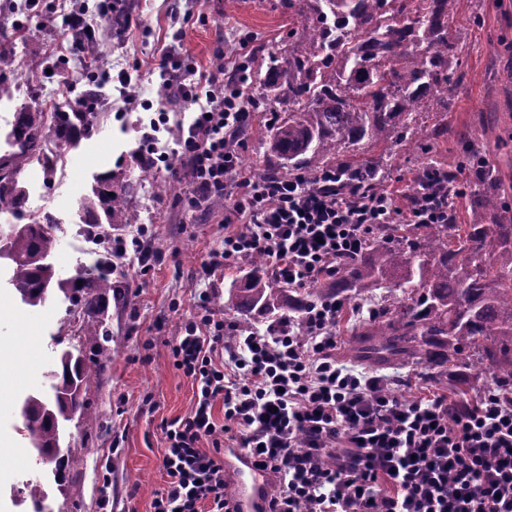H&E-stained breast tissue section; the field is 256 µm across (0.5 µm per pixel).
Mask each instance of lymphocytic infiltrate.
Here are the masks:
<instances>
[{
	"mask_svg": "<svg viewBox=\"0 0 512 512\" xmlns=\"http://www.w3.org/2000/svg\"><path fill=\"white\" fill-rule=\"evenodd\" d=\"M129 2L56 0L62 25L49 69L79 56L92 85L117 83L124 104L138 105L136 79L124 69L93 70L79 42L96 39L98 22L126 13ZM185 37L178 29L180 50L154 59L161 105L143 139L168 123L167 101L197 106V115L171 151L149 148L137 157L187 173L194 205L225 198L224 246L204 261L207 275L260 254L272 279L309 288L361 252L371 225L447 223V204L430 195L402 207L376 188H338L332 175L255 178L234 148L256 102L249 43L240 42L231 67L201 71ZM341 313L328 298L262 332L225 325L210 294L199 296L171 345L197 400L188 415L162 426L167 484L154 512H237L220 456L228 440L271 474L266 512H512V406L490 391L464 405L443 396L400 399L388 379L337 362Z\"/></svg>",
	"mask_w": 512,
	"mask_h": 512,
	"instance_id": "f902f5d3",
	"label": "lymphocytic infiltrate"
}]
</instances>
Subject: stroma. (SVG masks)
Here are the masks:
<instances>
[{"label":"stroma","instance_id":"stroma-1","mask_svg":"<svg viewBox=\"0 0 512 512\" xmlns=\"http://www.w3.org/2000/svg\"><path fill=\"white\" fill-rule=\"evenodd\" d=\"M184 7L192 15L185 45L199 64L209 65L245 36L261 46V55L251 62L258 86L289 39L316 20L313 12L298 14L288 0H186ZM164 12L162 0H137L133 15L152 34L146 41L138 36L129 41L102 39L109 59L125 58L130 68L148 66L161 48L172 43ZM16 17L14 11H0V39L11 42L16 60L45 56L57 38L55 24L35 18L27 21V31L20 35L13 27ZM448 36L457 48L464 80L436 93L428 111L417 114L403 146L388 152L365 140L352 153L381 157L380 185L402 205L411 180L430 157L416 149V141L426 138L435 123L447 122L449 135L439 141L434 155L457 174L460 193L454 206L458 223L464 224L473 203L469 187L477 177L479 159L497 175L501 204L512 211V0H457ZM10 84V99L0 102V152L8 149L4 134L19 106L42 105L52 96L53 85L45 79L14 78ZM137 118L134 112L121 116L106 111L91 139L63 149L64 170L53 186H46L33 168L23 177L27 209L51 213L59 223L53 261L64 277L94 268L101 258L90 248L93 232L78 214L79 201L91 192L97 175L115 171L131 186L133 219L112 229L113 236L129 243L114 273L125 285L127 298L108 307L105 325L114 337L112 357L101 365L85 395L97 419L89 423L76 417L67 423L61 453L77 458L79 464L65 471L62 484L48 485L49 512H153V499L167 480L161 468L166 441L160 426L186 416L196 401V387L175 367L170 344L201 292L224 297L248 271L244 264L225 266L212 277L202 271L208 253L224 244L223 198H212L198 208L181 187L176 195L155 193L143 200L150 168L136 159L144 132ZM267 138L265 113H254L238 149L243 166L276 167V158L265 148ZM384 295L380 289L344 297L336 327L339 363L384 376L402 399L441 395L469 402L492 388L487 372L461 370L441 381L421 367L380 366L355 356L358 328ZM68 306L64 295L54 292L43 306L27 307L6 275H0V346L14 349L18 356L10 372L11 386L0 393V436L10 444L0 453V512H33L30 500L18 490L26 481L41 479L42 467L19 432V411L27 394L48 391L46 374L62 350L87 345L84 336L69 326Z\"/></svg>","mask_w":512,"mask_h":512}]
</instances>
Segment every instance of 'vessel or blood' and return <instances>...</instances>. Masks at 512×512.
<instances>
[{
	"instance_id": "vessel-or-blood-1",
	"label": "vessel or blood",
	"mask_w": 512,
	"mask_h": 512,
	"mask_svg": "<svg viewBox=\"0 0 512 512\" xmlns=\"http://www.w3.org/2000/svg\"><path fill=\"white\" fill-rule=\"evenodd\" d=\"M224 470L230 485L237 488L239 512H263L272 489L271 478L257 470L249 455L240 448L225 449Z\"/></svg>"
}]
</instances>
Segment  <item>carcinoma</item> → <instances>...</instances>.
Returning a JSON list of instances; mask_svg holds the SVG:
<instances>
[{
    "instance_id": "1",
    "label": "carcinoma",
    "mask_w": 512,
    "mask_h": 512,
    "mask_svg": "<svg viewBox=\"0 0 512 512\" xmlns=\"http://www.w3.org/2000/svg\"><path fill=\"white\" fill-rule=\"evenodd\" d=\"M410 2L306 0L317 24L288 44L285 65L269 67L264 79L269 90L288 85V101L296 110L272 127L268 149L279 165L255 169L256 178H286L297 171L316 178L334 167L341 151L365 139L398 145L434 89L464 79L450 64L455 45L448 42V21L455 0H417L415 8ZM343 38L357 41L358 49L339 48ZM419 43L427 52H417ZM6 71H14L13 59L0 43V98L10 92ZM98 118L97 112L20 108L8 133L18 151L0 155V212L23 215L27 192L21 174L27 165L38 164L47 181L55 176L60 153L45 152V143L59 149L90 139ZM334 168L343 181L377 184L375 161ZM432 185L448 192V223L376 226L362 253L340 265L334 279L294 295L273 287L265 258L258 255L244 284L228 289L224 309L249 320L280 309L301 310L314 295L399 290L402 296L385 303L361 327L356 352L377 363L422 366L440 377L460 367L487 371L495 393L512 402V216L503 214L495 178H484L471 189L476 206L469 224L456 223V176L439 163L413 180L409 195L419 196ZM80 211L93 229L100 227V211L109 225L127 223V187L112 186V173H106L97 179L93 196L81 201ZM54 224L49 212L23 224L6 237L4 254L8 282L22 303L41 305L55 288L88 317L82 335L92 344L90 353L63 351L49 372L50 393L30 394L24 401L23 436L39 454L60 449L62 424L71 420V412L96 420L84 398L95 378L91 365L112 357V335L100 315L110 298L124 296L120 281L112 279L109 256L101 260L100 271L80 270L69 282L57 277ZM21 494L34 512H42L47 497L43 481L26 482Z\"/></svg>"
}]
</instances>
